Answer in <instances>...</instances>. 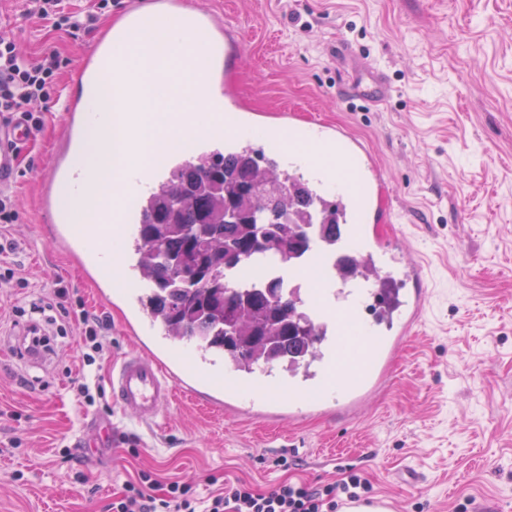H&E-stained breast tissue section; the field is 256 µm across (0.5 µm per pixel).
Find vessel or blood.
<instances>
[{
  "label": "vessel or blood",
  "instance_id": "obj_1",
  "mask_svg": "<svg viewBox=\"0 0 512 512\" xmlns=\"http://www.w3.org/2000/svg\"><path fill=\"white\" fill-rule=\"evenodd\" d=\"M151 11L124 13L112 28L109 42L97 45L81 58L77 71L81 82H95L103 61L122 71V52L155 18L163 19L179 40H192L191 61L201 72L208 99L207 116L221 120V132L181 140L170 160L187 161L217 146L235 153L244 144L268 140L285 164L304 168L309 181L320 191L335 193L344 206L343 225L337 232L343 244L344 270H335L331 260L315 255L298 269L304 279L303 305L316 317L328 321L330 331L315 357L308 378L288 389V410H271V388L260 389L250 381L225 379L218 357L203 359L194 340L172 344L156 323L144 313L141 281L132 267L131 243L134 224L143 219V209L163 176V167L144 174L141 167L127 165L121 174L122 195L112 215L117 231L77 225L78 219L63 215L54 243L75 259L87 260L89 279L105 305L121 303L126 311L123 330L137 344L112 366L108 386L112 401L136 423L156 425L177 395L226 408L235 415L265 421H288L297 425L314 415L355 417L373 393L389 377L402 347L414 331L426 307L429 290L424 268L405 255L389 252L374 233L376 220H393V212L378 213L374 198L385 182V172L363 141L345 127L308 119L289 111L274 114L244 113L234 89V64L241 46L232 35V22L221 23L207 9L186 10L184 0H152ZM389 94L386 75L372 68L367 100L378 102ZM67 118L62 126L54 166L38 186L42 211L55 209L53 188L67 182L76 201L89 191L88 175L72 168L71 150L83 147L82 131L92 122H108V115L81 108L75 99L66 101ZM33 138L23 115L0 122V189L11 186L18 174V154ZM370 262L379 269L397 265L406 286L391 298L362 276L359 266ZM392 505L378 497L347 498L340 512H391Z\"/></svg>",
  "mask_w": 512,
  "mask_h": 512
}]
</instances>
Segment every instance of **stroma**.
Listing matches in <instances>:
<instances>
[{
    "mask_svg": "<svg viewBox=\"0 0 512 512\" xmlns=\"http://www.w3.org/2000/svg\"><path fill=\"white\" fill-rule=\"evenodd\" d=\"M237 23L235 75L253 112L295 110L345 125L386 173L397 214L380 232L429 273L418 331L388 382L356 420L313 417L288 427L177 398L160 426L136 424L104 398L79 403L66 369L80 362L81 311L107 315L109 352L91 366L107 385L132 343L120 309L105 310L85 270L55 249L57 223L37 187L58 146L64 110L22 152L11 187L16 223L0 226L24 288L0 287V512H110L138 472L175 477L206 496L212 481L269 492L290 481L320 487L360 472L374 494L405 499L406 512H512V0H187ZM109 16L69 33L0 0V31L30 61L60 52L61 91ZM380 65L385 102L338 89ZM66 288L64 309L54 291ZM45 313H31L32 304ZM53 350L19 348L31 322ZM111 421L110 439L95 427ZM19 448H10V441ZM420 477L419 493L401 481Z\"/></svg>",
    "mask_w": 512,
    "mask_h": 512,
    "instance_id": "obj_1",
    "label": "stroma"
}]
</instances>
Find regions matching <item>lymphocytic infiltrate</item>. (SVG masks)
<instances>
[{
  "instance_id": "obj_1",
  "label": "lymphocytic infiltrate",
  "mask_w": 512,
  "mask_h": 512,
  "mask_svg": "<svg viewBox=\"0 0 512 512\" xmlns=\"http://www.w3.org/2000/svg\"><path fill=\"white\" fill-rule=\"evenodd\" d=\"M110 0H91L87 11H66L61 0H29L30 13L52 21L64 31H78L96 22L109 7ZM61 70L57 53H49L38 62L26 60L15 38L0 33V119L12 113H24L33 131H42L45 114L54 100ZM158 482L153 474L141 472L137 481L128 483L126 494L112 502V512H336L341 498L370 494L372 486L361 474L349 472L338 483L312 489L302 484L283 483L276 489L259 493L240 482L228 489H216L197 497L192 486L172 481L163 496H155Z\"/></svg>"
}]
</instances>
